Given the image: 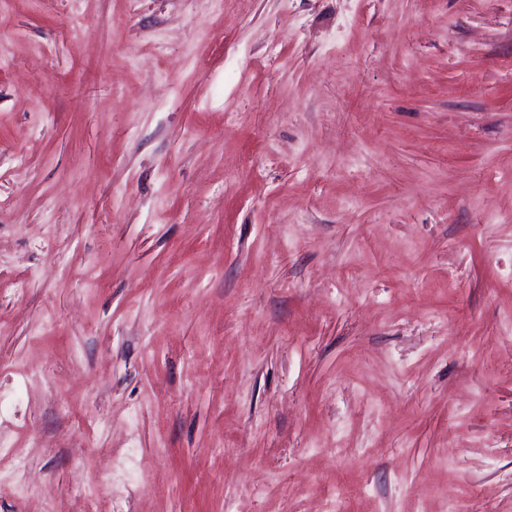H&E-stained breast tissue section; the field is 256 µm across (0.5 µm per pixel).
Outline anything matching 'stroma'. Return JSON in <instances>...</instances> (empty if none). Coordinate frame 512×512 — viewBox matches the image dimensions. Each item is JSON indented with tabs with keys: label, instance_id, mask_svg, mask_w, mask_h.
Returning <instances> with one entry per match:
<instances>
[{
	"label": "stroma",
	"instance_id": "stroma-1",
	"mask_svg": "<svg viewBox=\"0 0 512 512\" xmlns=\"http://www.w3.org/2000/svg\"><path fill=\"white\" fill-rule=\"evenodd\" d=\"M512 512V0H0V512Z\"/></svg>",
	"mask_w": 512,
	"mask_h": 512
}]
</instances>
